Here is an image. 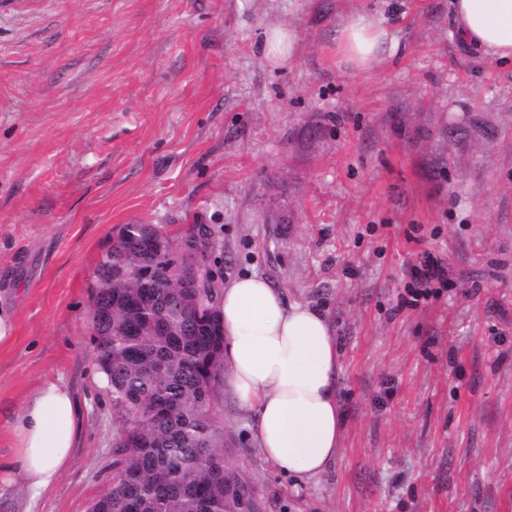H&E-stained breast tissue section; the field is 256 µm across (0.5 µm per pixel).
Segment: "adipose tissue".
Listing matches in <instances>:
<instances>
[{
  "label": "adipose tissue",
  "instance_id": "adipose-tissue-1",
  "mask_svg": "<svg viewBox=\"0 0 512 512\" xmlns=\"http://www.w3.org/2000/svg\"><path fill=\"white\" fill-rule=\"evenodd\" d=\"M453 35L486 59L512 64V0H448ZM394 37L361 11L336 30V54L358 71L372 68ZM224 386L253 415L260 455L299 482L321 476L342 451L337 402L338 352L326 317L287 300L267 279L249 274L221 290ZM83 410L60 380L40 385L14 415L9 455L0 456V492L40 497L65 471Z\"/></svg>",
  "mask_w": 512,
  "mask_h": 512
}]
</instances>
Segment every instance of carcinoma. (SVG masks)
I'll return each mask as SVG.
<instances>
[{
  "instance_id": "obj_1",
  "label": "carcinoma",
  "mask_w": 512,
  "mask_h": 512,
  "mask_svg": "<svg viewBox=\"0 0 512 512\" xmlns=\"http://www.w3.org/2000/svg\"><path fill=\"white\" fill-rule=\"evenodd\" d=\"M199 226L170 236L125 224L97 267L91 357L120 421L112 483L94 512H246L252 488L228 470L217 411L224 330L220 282L199 257L198 284L184 287L178 259Z\"/></svg>"
}]
</instances>
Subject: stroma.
<instances>
[{"label":"stroma","instance_id":"stroma-1","mask_svg":"<svg viewBox=\"0 0 512 512\" xmlns=\"http://www.w3.org/2000/svg\"><path fill=\"white\" fill-rule=\"evenodd\" d=\"M364 9L401 44L368 73L335 51ZM274 25L297 37L278 65ZM134 222L210 227L222 281L333 327L343 450L319 478L264 461L221 397L258 512H512V66L454 39L448 0H0V455L42 382L87 403L60 480L0 512H89L112 478L90 315ZM425 249L452 284L399 308ZM296 35L293 30L280 26L267 30L261 42L264 58L273 64L284 62L295 48Z\"/></svg>","mask_w":512,"mask_h":512}]
</instances>
